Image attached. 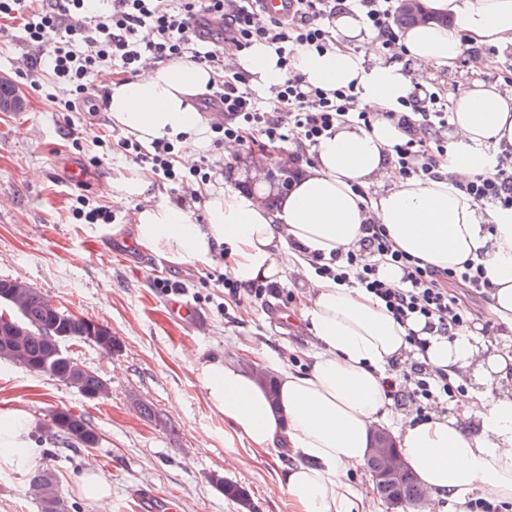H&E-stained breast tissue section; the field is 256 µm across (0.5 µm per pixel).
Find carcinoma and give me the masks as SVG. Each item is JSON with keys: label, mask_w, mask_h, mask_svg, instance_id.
<instances>
[{"label": "carcinoma", "mask_w": 512, "mask_h": 512, "mask_svg": "<svg viewBox=\"0 0 512 512\" xmlns=\"http://www.w3.org/2000/svg\"><path fill=\"white\" fill-rule=\"evenodd\" d=\"M62 336L68 342H92L107 355L122 349L110 327L62 310L26 281L0 280V361L54 377L83 396L108 397V382L76 362L60 341ZM48 428L55 437L75 447L90 448L99 440L84 417L69 409L53 411ZM211 483L237 501L243 512H251L249 495L244 489L224 481L221 475L213 476ZM29 485L40 512H71L72 506L60 495L49 471H35ZM375 487L378 497L388 505L419 507L425 498V491L408 469L393 480L375 483Z\"/></svg>", "instance_id": "cac0c4a2"}]
</instances>
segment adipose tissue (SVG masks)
Instances as JSON below:
<instances>
[{
	"label": "adipose tissue",
	"instance_id": "1",
	"mask_svg": "<svg viewBox=\"0 0 512 512\" xmlns=\"http://www.w3.org/2000/svg\"><path fill=\"white\" fill-rule=\"evenodd\" d=\"M424 7L454 23L402 29L400 62L367 55L370 35L353 7L329 21L335 46L298 48L291 69L278 66L266 43L234 53L237 69L259 93L293 71L325 89L355 85L360 106L373 114L370 126L343 124L323 136L313 164L301 166L287 191L273 192L262 172L252 171L250 191L207 192L198 224L181 206L153 200L152 182L141 171L112 182L114 204L146 200L132 214L137 244L173 263L207 262L223 247L241 284L280 281L288 267L313 279L302 317L316 349L307 369L278 367L276 395L230 358L197 370L210 411L237 435L254 449L282 445L296 456L284 483L293 512H363L366 491L348 474L365 465L371 429L383 424L432 500L452 501L459 512L478 499L512 507V348L473 332L432 336L423 362L467 386V397L448 415L398 413L391 365L411 351L405 327L364 289L315 277L312 266L315 255L359 247L367 219L376 218L422 264L481 265L493 285L488 311L512 333V209L479 206L454 185L459 177L493 175L497 152L512 148V93L476 83L453 95L437 179L405 177L393 164V149L406 135L391 118L403 111L413 81L454 69L464 42L512 45V0H425ZM214 78L205 66L174 60L115 79L107 106L112 123L145 145L179 133L205 140L208 127L193 99ZM32 422L25 410L0 409V463L29 465Z\"/></svg>",
	"mask_w": 512,
	"mask_h": 512
}]
</instances>
